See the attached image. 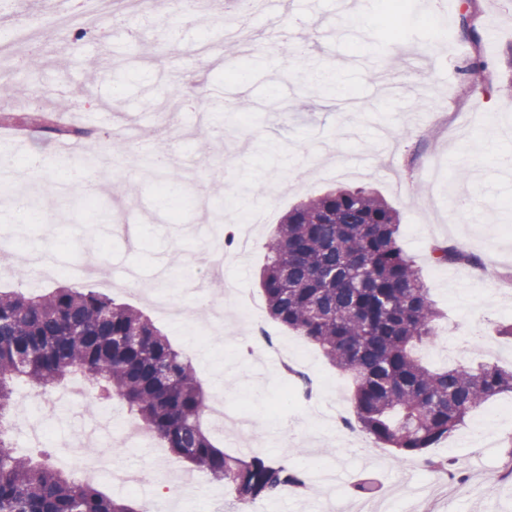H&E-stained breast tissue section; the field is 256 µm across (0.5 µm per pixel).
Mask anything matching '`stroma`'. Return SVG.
Instances as JSON below:
<instances>
[{
    "label": "stroma",
    "mask_w": 512,
    "mask_h": 512,
    "mask_svg": "<svg viewBox=\"0 0 512 512\" xmlns=\"http://www.w3.org/2000/svg\"><path fill=\"white\" fill-rule=\"evenodd\" d=\"M412 2L397 17L385 0H323L314 8L306 0H271L266 10L278 20L277 30L248 22L246 41L230 51L225 18L196 8L182 17L171 0H154L148 14L138 15L133 37L124 29L130 18L125 0H110L108 13L118 22L106 39L75 23L41 30L38 43L55 56L26 75L28 97L0 99V113L20 116L39 101L58 114L79 113L88 135L61 141L14 124L13 134H28L44 158L37 187L56 222L48 236L28 224L0 222V241L20 254L33 248L53 253L62 268L74 261L90 265L97 271L94 287L149 315L191 358L204 390L252 420L245 439L233 427L210 429L218 448L301 466L320 458L335 468L334 494L345 502L400 496L417 501L422 512L448 508L426 465L444 458L459 475V512H512V474L501 466L512 457V416L496 414L500 404L512 402V392L477 411L498 442L486 454L466 443L464 424L404 458L366 434L338 432L336 420L353 416L349 379L317 347L273 322L258 284L263 245L292 205L329 188L376 190L398 210L401 245L445 313L439 343L421 351L425 363L512 369V338L495 331L512 322V89L506 86L512 70L504 56L512 45V0H475L476 45L459 35L466 0ZM477 60L486 64L492 84L468 81L465 71ZM239 67L245 79H229ZM189 71L199 73L209 91H223L222 98H204L207 119L154 111L153 103ZM64 83L91 87V98L56 105L55 90ZM241 99L250 108L238 113L231 104ZM142 139L170 154L181 173L174 211L158 207ZM60 141L68 147L61 162L51 152ZM90 150L111 163L95 167L103 192L88 208L60 189L66 169L80 166ZM259 208L267 211L266 223L256 226L247 256L227 261L224 276L245 289L273 339L304 351L302 373L331 381V389L307 402L286 398L291 381L282 363L267 362L256 372L249 322L230 292L206 294L222 309L219 318L206 312L176 322L152 302L164 295L195 305L185 283L203 275L198 256L218 243L220 226ZM123 224L141 225L143 242H128ZM442 241L477 255L481 267L433 265L430 248ZM468 336L471 348L450 356L449 340ZM68 388L64 382L43 394L18 385L13 441L26 454L53 449L51 464L74 476L89 460L72 440L94 424L100 408L92 401L74 408L64 399ZM94 446L98 459L148 472V483L134 490L99 478L108 496L143 505L172 483L173 466L193 480L174 512H237L223 485L174 464L161 442L125 446L102 437Z\"/></svg>",
    "instance_id": "stroma-1"
}]
</instances>
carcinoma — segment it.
<instances>
[{"instance_id": "cac0c4a2", "label": "carcinoma", "mask_w": 512, "mask_h": 512, "mask_svg": "<svg viewBox=\"0 0 512 512\" xmlns=\"http://www.w3.org/2000/svg\"><path fill=\"white\" fill-rule=\"evenodd\" d=\"M462 40L478 44L477 13L467 3ZM56 121L50 110L23 124ZM160 202L174 207L178 178L156 175ZM259 286L270 317L320 348L351 374L355 423L402 456L431 448L495 395L512 391V370L497 365L427 367L416 355L435 345L441 313L400 244L398 211L372 191L335 189L292 207L265 243ZM440 267L481 261L457 246L432 248ZM79 374L119 398L162 439L174 458L230 489L248 506L304 489L307 472L263 454L231 456L202 427L209 395L192 361L140 311L94 288L44 293L0 291V414L14 385L44 392ZM0 512H144L15 450L0 433Z\"/></svg>"}]
</instances>
